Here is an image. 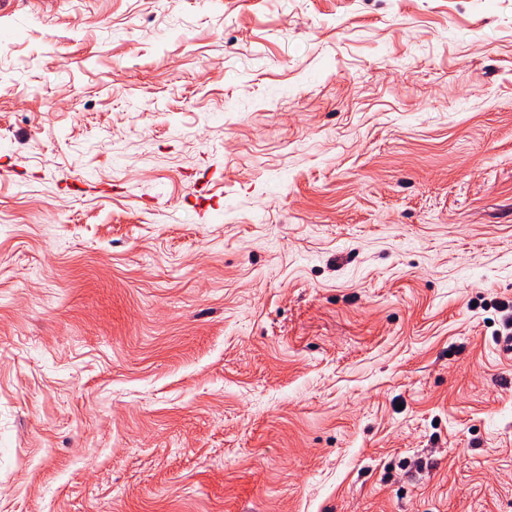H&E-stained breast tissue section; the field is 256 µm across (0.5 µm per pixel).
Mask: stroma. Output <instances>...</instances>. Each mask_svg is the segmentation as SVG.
Segmentation results:
<instances>
[{
  "instance_id": "1",
  "label": "stroma",
  "mask_w": 512,
  "mask_h": 512,
  "mask_svg": "<svg viewBox=\"0 0 512 512\" xmlns=\"http://www.w3.org/2000/svg\"><path fill=\"white\" fill-rule=\"evenodd\" d=\"M512 0H0V512H512Z\"/></svg>"
}]
</instances>
